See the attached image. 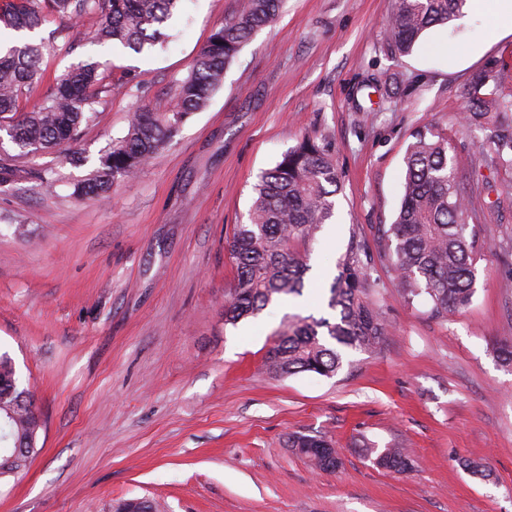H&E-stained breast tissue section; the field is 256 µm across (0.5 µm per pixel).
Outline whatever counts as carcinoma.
Masks as SVG:
<instances>
[{
	"instance_id": "obj_1",
	"label": "carcinoma",
	"mask_w": 512,
	"mask_h": 512,
	"mask_svg": "<svg viewBox=\"0 0 512 512\" xmlns=\"http://www.w3.org/2000/svg\"><path fill=\"white\" fill-rule=\"evenodd\" d=\"M181 0H15L0 13V27L33 31L49 15L61 20L55 37L67 39L85 15L98 17L96 37L136 53L166 42L163 32ZM467 0H394L385 38L400 53L412 50L421 34L459 16ZM282 0H242L240 10L215 30L197 56L189 76L174 93L167 112L143 108L132 113L129 132L100 154L93 177L78 183L74 194L96 197L116 180L131 177L167 146L181 127L202 110L221 86L224 70L262 27L279 13ZM44 44L25 43L0 53V130L20 156L68 150L87 113L99 103L104 79L98 61L83 62L56 78L42 104L18 115L29 89L42 83L40 67ZM509 65L493 64L475 72L466 96V125L487 131L485 164L512 171V93L503 90ZM405 157V174L398 214L379 228L380 240L390 251L387 272L398 282L401 298L411 303L426 296L431 313L443 321L465 309L475 292L476 262L484 248L479 227L484 209L498 207L501 198L486 200L490 187L470 181L458 171L448 135L413 134ZM30 181L51 185L46 170L0 164V190ZM341 177L328 150L304 138L284 152L274 167L263 172L254 186L250 223L236 226L228 242L235 268L232 288L224 295V325L236 326L255 317L272 302L302 295L309 271L305 253L298 249L316 238L332 217L333 197ZM371 256L361 238H352L337 274L329 286L331 319L290 314L275 332L264 365L274 376L312 373L335 376L353 352L376 351L387 334L385 311L373 297L376 280L370 274ZM500 363L512 368V338L495 344ZM27 389L15 365L0 354V481L24 474L38 453L40 424L32 421L17 399ZM288 446L317 469L331 472L320 452L330 443L320 437L291 434ZM373 463L386 470L406 472L412 460L404 448H370ZM114 512H161L153 500H120Z\"/></svg>"
}]
</instances>
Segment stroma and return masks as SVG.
Here are the masks:
<instances>
[{
	"label": "stroma",
	"instance_id": "obj_1",
	"mask_svg": "<svg viewBox=\"0 0 512 512\" xmlns=\"http://www.w3.org/2000/svg\"><path fill=\"white\" fill-rule=\"evenodd\" d=\"M393 0H283L195 113L138 174L81 199L101 150L132 112L168 111L211 34L239 0H181L165 45L137 54L94 39L96 16L42 58L37 106L70 66L107 63L106 93L75 151L24 158L46 189L0 193V353L42 419L27 474L0 484V512H112L149 498L164 512H512V369L494 353L512 336V203L491 228L471 305L442 321L402 302L378 229L400 204L411 134H448L460 174L512 192L463 132L469 78L512 55V34L461 14L413 52L385 41ZM323 143L341 175L336 216L314 241L303 297L224 323L235 270L226 250L249 221L252 187L302 138ZM363 238L390 324L382 348L351 354L331 378H274L264 357L287 315H323L320 296L352 237ZM319 435L340 464L315 470L288 446ZM409 448L412 468L375 466L369 449ZM482 462L490 480L462 460Z\"/></svg>",
	"mask_w": 512,
	"mask_h": 512
}]
</instances>
